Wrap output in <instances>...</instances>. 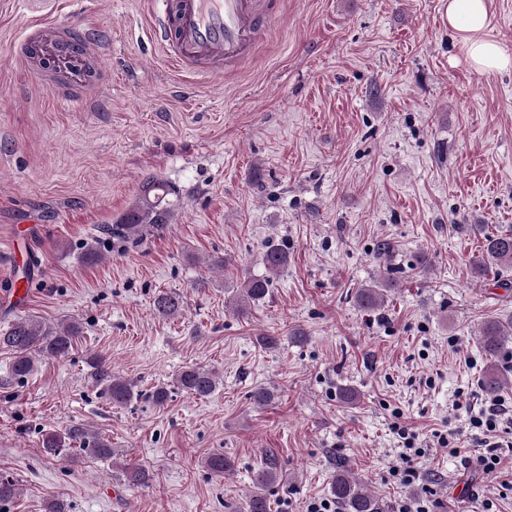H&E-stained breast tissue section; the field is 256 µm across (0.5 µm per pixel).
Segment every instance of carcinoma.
I'll return each mask as SVG.
<instances>
[{
    "instance_id": "cac0c4a2",
    "label": "carcinoma",
    "mask_w": 512,
    "mask_h": 512,
    "mask_svg": "<svg viewBox=\"0 0 512 512\" xmlns=\"http://www.w3.org/2000/svg\"><path fill=\"white\" fill-rule=\"evenodd\" d=\"M180 199L175 189L165 181L153 176L144 178L140 195L135 204L129 207L113 224L101 228V233L116 241H124L133 236L163 230L171 223ZM484 255L474 260L475 270L482 274L489 265H512V232L486 233L483 241ZM288 263V253L281 248H269L264 255L266 275L249 276L237 294L247 301L260 302L267 296L274 276ZM392 286L390 279L363 286L356 291L359 308L367 312L381 309L387 300V292ZM155 310L164 316H177L182 311V298L175 292L161 291L154 298ZM80 335L76 325L59 326L28 318H19L0 328V347L12 352L10 375L24 379L40 359H57L67 356L75 337ZM512 341V320L502 321L493 318L484 322L480 329L479 343L489 357L482 378L481 387L485 394L494 396L504 386V380L495 364L501 350ZM96 382L103 386V393L115 405L123 406L139 397L134 385L112 374L111 366L104 362L93 364ZM177 387L186 393L206 397L218 384L216 374L204 367H188L175 378ZM78 442L86 452L103 459L112 457L108 440L98 434H91L81 426H73L64 434L46 433L42 438L45 451L53 456L69 452L67 443ZM206 467L216 474L230 471L231 465L224 454L214 453L205 461ZM282 468L277 453L269 449L265 452L261 466L255 471L253 489L246 497L243 512H269L270 499L267 491L280 482ZM332 494L341 512H390L389 501L372 494L353 478L349 461L336 460V474L332 482Z\"/></svg>"
}]
</instances>
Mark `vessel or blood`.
I'll list each match as a JSON object with an SVG mask.
<instances>
[{"label":"vessel or blood","mask_w":512,"mask_h":512,"mask_svg":"<svg viewBox=\"0 0 512 512\" xmlns=\"http://www.w3.org/2000/svg\"><path fill=\"white\" fill-rule=\"evenodd\" d=\"M271 0H149L168 59L183 71L208 77L254 57ZM56 21L34 24L26 43L33 59L51 63L76 87L78 100L96 85L89 71L103 46L100 35L80 29L62 36Z\"/></svg>","instance_id":"vessel-or-blood-1"}]
</instances>
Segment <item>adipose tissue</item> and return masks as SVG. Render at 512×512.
<instances>
[{"label":"adipose tissue","instance_id":"1","mask_svg":"<svg viewBox=\"0 0 512 512\" xmlns=\"http://www.w3.org/2000/svg\"><path fill=\"white\" fill-rule=\"evenodd\" d=\"M490 0H448V26L468 64L482 72L494 73L512 67V54L490 39Z\"/></svg>","mask_w":512,"mask_h":512}]
</instances>
